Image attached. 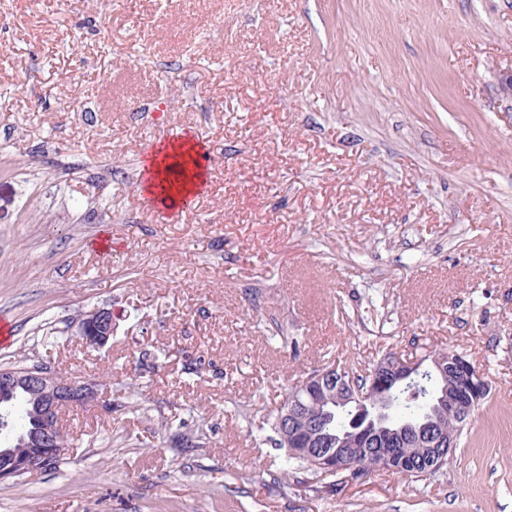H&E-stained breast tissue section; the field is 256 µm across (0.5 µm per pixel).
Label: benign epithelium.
<instances>
[{
	"instance_id": "7a95c632",
	"label": "benign epithelium",
	"mask_w": 512,
	"mask_h": 512,
	"mask_svg": "<svg viewBox=\"0 0 512 512\" xmlns=\"http://www.w3.org/2000/svg\"><path fill=\"white\" fill-rule=\"evenodd\" d=\"M115 331L112 321V312L105 309H96L85 314L77 323V335L82 341L92 347H102L108 343ZM404 375L403 365L384 363L374 370V385L378 390V399L369 403L361 391L348 389L344 384H336L335 369L330 368L308 377L298 387L301 391V400L318 399L321 414L310 421V439L306 449L310 464L323 471L333 472L337 469L353 467L362 469L376 463L384 466L386 457L382 456L371 460V455L363 454L359 448L368 446L379 447L387 445H405L414 440L423 443L432 450L438 461H443L453 450L452 437L443 429L421 430L414 439L398 434V430L385 425L386 406L380 403L384 396L387 381ZM482 380L479 372L465 375L460 384V390L447 394L443 404L447 405L448 412L454 413L459 408L460 393H466L478 385ZM19 387L36 392L40 397L37 411L42 420V434L34 442V446L23 453L6 448L0 451V480L4 481L21 477L33 471L49 468L54 460L65 455L66 448L58 443L54 430L60 428L59 420L62 413L70 405H77L97 393L96 385L92 383L77 382L63 377L48 369H1L0 370V396L15 392ZM369 405L363 414L369 416V421L375 430H364L352 438L348 433L331 434V420L333 408L344 405L357 407Z\"/></svg>"
}]
</instances>
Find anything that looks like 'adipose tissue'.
<instances>
[{
    "label": "adipose tissue",
    "instance_id": "adipose-tissue-1",
    "mask_svg": "<svg viewBox=\"0 0 512 512\" xmlns=\"http://www.w3.org/2000/svg\"><path fill=\"white\" fill-rule=\"evenodd\" d=\"M197 145L192 140L164 145L150 160L147 192L162 191L165 199H185L202 179Z\"/></svg>",
    "mask_w": 512,
    "mask_h": 512
}]
</instances>
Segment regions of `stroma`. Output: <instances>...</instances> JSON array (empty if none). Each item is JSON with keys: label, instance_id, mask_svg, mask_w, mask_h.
Segmentation results:
<instances>
[{"label": "stroma", "instance_id": "stroma-1", "mask_svg": "<svg viewBox=\"0 0 512 512\" xmlns=\"http://www.w3.org/2000/svg\"><path fill=\"white\" fill-rule=\"evenodd\" d=\"M508 73L512 0H0V368L97 385L0 512H512ZM182 129L171 218L135 176ZM389 348L488 381L452 462L280 491L265 410ZM115 331L112 312L105 309L89 311L77 323V335L92 347H102L108 343Z\"/></svg>", "mask_w": 512, "mask_h": 512}]
</instances>
